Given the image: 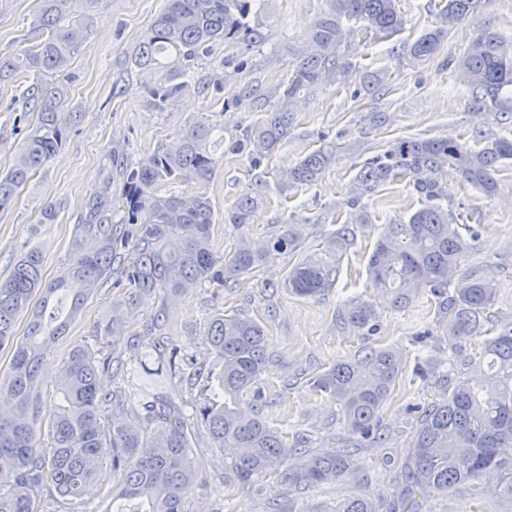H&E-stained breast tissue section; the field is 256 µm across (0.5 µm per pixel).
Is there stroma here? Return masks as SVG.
<instances>
[{
    "label": "stroma",
    "mask_w": 512,
    "mask_h": 512,
    "mask_svg": "<svg viewBox=\"0 0 512 512\" xmlns=\"http://www.w3.org/2000/svg\"><path fill=\"white\" fill-rule=\"evenodd\" d=\"M165 5L166 0H95L88 15L77 17L86 42L71 60L68 108L80 119L56 155L21 189L18 200L0 210V280L21 252L35 245L42 252L45 281L55 282L70 263L74 227L83 223L93 196L120 200L125 167L174 146L178 132L200 116L222 127L225 138L240 136L259 114L249 102L237 101L239 87L249 82L265 90L280 83L289 65L307 49L311 28L329 2L264 0L257 15L262 42L249 48L217 45L187 70L188 87L182 95L162 106L150 94L161 81L159 70L139 66L136 57ZM400 8L405 30L357 44L350 53L356 75L347 85L322 86L301 96L293 106L295 121L287 141L260 166H253L247 155L214 149L217 167L207 194L215 206L216 250L230 249L244 236H278L290 223L301 234L306 253L314 254L331 231L366 212L368 221L356 226L355 243L343 258L333 291L313 300L282 288L286 273L299 259L292 253L276 256L232 290L204 284L177 297L156 292L140 297L135 309L116 311L133 332L145 330L147 319L158 311L172 324L182 354L201 371L192 384L176 376L168 381L166 390L176 402L190 406L207 396L210 378L221 369L219 358L204 344L208 323L214 314L238 312L256 319L268 332L272 364L259 384L263 398L271 402L264 411L266 420L283 425L289 436L307 437L308 447L328 451L345 435L343 419L338 406L313 388L314 376L372 347L400 350L406 364H414L415 334L436 327L437 305L424 295L402 310L382 307L374 335L340 329L342 304L373 295L366 264L381 226L406 219L422 205L404 179L355 198V177L366 158L401 138L457 137L478 149L487 140L512 134V118L474 108L468 90L454 76L455 63L479 30L489 28L512 38V0H486L480 12L449 30L437 57L416 67L408 63L400 44L431 27L436 0H400ZM38 15L39 0H0V56L43 38ZM379 71L389 72V81L374 94L362 92L361 75ZM35 80L33 73L23 72L13 82L0 83V175L10 169L36 122L37 114L24 95ZM328 145L335 147L336 160L317 182L284 186L286 172ZM497 179V193L490 200L462 183L454 169H447L440 182L448 192L446 207H464L468 223L479 227L480 235L460 269L476 267L492 279L494 321L501 324L512 321V165L502 167ZM256 186L261 199L253 224L243 230L226 224L225 211ZM50 202L57 215L45 224L41 211ZM124 293V288L105 286L89 295L65 337L42 362L45 403L53 401L52 381L74 343H85L101 354L117 347L123 358L133 357L124 341L93 333L97 318L111 311L113 298ZM447 391V378L426 386L411 372H403L379 414L377 430L384 435L383 443L355 449L357 470L351 477L305 490L272 484L225 492L224 453L206 431H199L193 443L198 488L189 508L265 512L269 498L276 497L290 502L295 512H325L336 501L364 492L391 501L404 484L409 438L420 408Z\"/></svg>",
    "instance_id": "35a3bbf8"
}]
</instances>
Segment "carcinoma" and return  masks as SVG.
<instances>
[{
  "mask_svg": "<svg viewBox=\"0 0 512 512\" xmlns=\"http://www.w3.org/2000/svg\"><path fill=\"white\" fill-rule=\"evenodd\" d=\"M86 9L94 0H41L39 26L45 39L0 59V82L21 70L39 74L26 88L37 110V122L21 143L10 170L0 177V209L10 206L31 173L61 148L73 113L66 111L68 67L83 46L79 28L65 24L77 3ZM141 43L139 63L149 66L168 57L178 65L207 55L224 42L246 47L263 40L252 22L257 0H166ZM483 0H438L435 26L403 45L410 62L435 57L448 30L475 15ZM400 0H330V8L314 23L312 53L295 60L288 78L265 97L244 85L239 101L257 104L262 116L228 152L245 153L258 165L288 139L294 122L293 103L302 93L321 85L346 84L354 66L349 48L356 33L390 37L404 30ZM163 82L151 89L165 104L187 88L173 82V68L165 67ZM457 78L474 104L490 112L512 115V43L490 29L469 43L457 66ZM215 127L203 117L188 126L173 150H158L127 176L129 191L120 207L128 220L104 218L111 201L95 197L86 222L74 233V254L54 283L42 278L43 257L37 247L15 261L0 281V351L10 355L0 368V512H39L38 500L48 487L64 498L83 500L101 493L99 470L106 464L118 476L112 500L124 499L113 512H188L187 503L198 480L192 466V435L205 428L215 447L224 451V487L256 484L268 478L276 484L306 489L326 484L355 470L354 439L372 434L375 420L404 371L403 354L372 348L364 355L338 362L314 378L316 390L339 406L348 431L340 448L308 454L303 439L286 438L287 431L260 415L257 385L267 371L266 330L241 314L214 315L207 343L221 359L222 369L210 384L200 406L188 411L164 392H137L119 387L104 392L99 369L125 368L120 356H96L76 343L54 379L58 395L54 410L43 414L42 358L65 335L68 321L47 310L57 293L72 294L71 314L85 297L101 287L113 270L124 276L128 295L114 307H133L141 293L163 290L178 296L198 285L231 288L269 259L284 252L302 251L303 241L293 230L274 239L243 238L234 250L214 249V208L206 186L215 172L211 144ZM334 147L307 154L289 173L292 184H309L335 160ZM512 162V137H498L476 150L458 138H403L368 158L356 176L359 195L407 178L424 200L405 221L383 225L367 262L370 288L394 308L406 307L422 294L436 300L437 335L448 342V373L467 363L481 367L489 357L487 377L480 384L458 378L448 396L432 403L418 421L409 448L407 488L388 512H419L423 502L446 495L459 486L478 503L495 496L512 501V326H486L496 299L492 280L472 272L456 280L459 264L478 236L463 213H452L441 200L445 190L432 175L453 167L463 183L484 197L496 194L499 169ZM193 182L199 191L185 196L180 186ZM247 193L224 222L238 228L253 222L258 191ZM354 229L343 224L326 238L322 255L305 254L283 280L289 293L318 299L335 287L341 262L353 244ZM28 319L26 334L16 336L19 320ZM341 329L374 332L380 322L377 302L356 297L339 313ZM158 332L151 346L169 354L168 372L185 381L197 369L177 361L179 347L167 335L168 322L155 314L147 320ZM99 334L119 340L125 325L104 318ZM484 336L481 358L465 353L464 344ZM439 374V364L420 356L414 375L425 382ZM142 412L140 432L127 430L117 416L127 409ZM500 478L490 490L480 481L486 470ZM327 512H383L380 502L357 495Z\"/></svg>",
  "mask_w": 512,
  "mask_h": 512,
  "instance_id": "1",
  "label": "carcinoma"
}]
</instances>
